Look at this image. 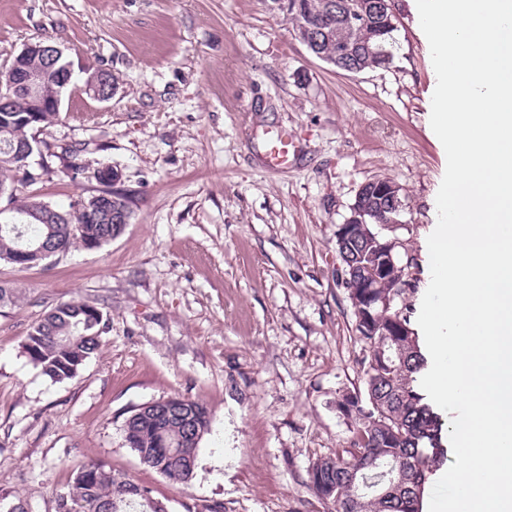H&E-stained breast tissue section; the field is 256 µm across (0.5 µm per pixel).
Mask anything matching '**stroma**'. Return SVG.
<instances>
[{
  "instance_id": "obj_1",
  "label": "stroma",
  "mask_w": 512,
  "mask_h": 512,
  "mask_svg": "<svg viewBox=\"0 0 512 512\" xmlns=\"http://www.w3.org/2000/svg\"><path fill=\"white\" fill-rule=\"evenodd\" d=\"M393 8L390 61L350 73L317 58L273 0H0V52L49 38L73 65L74 92L43 140L110 163L133 210L100 248L0 264V284L23 292L0 308L8 502L56 512L98 462L168 512H331L310 469L349 447L341 403L363 390L370 354L336 231L364 183L398 187L399 222L381 235L412 262L393 308L416 322L446 170L429 44L414 0ZM91 64L116 79L108 101L81 90ZM275 130L300 145L284 172L262 162ZM96 187L50 174L36 192L64 210ZM67 300L102 308L109 331L77 377L55 383L24 343ZM178 395L209 413L185 484L144 466L122 431L131 411Z\"/></svg>"
}]
</instances>
